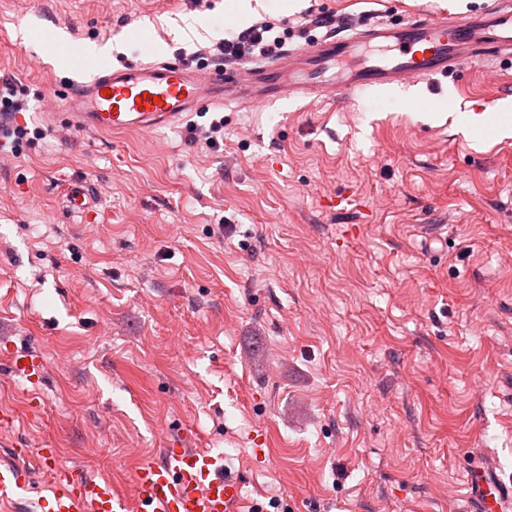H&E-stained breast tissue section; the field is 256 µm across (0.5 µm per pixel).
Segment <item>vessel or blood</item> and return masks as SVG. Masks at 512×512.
<instances>
[{
    "mask_svg": "<svg viewBox=\"0 0 512 512\" xmlns=\"http://www.w3.org/2000/svg\"><path fill=\"white\" fill-rule=\"evenodd\" d=\"M79 56V81L64 98L74 126L93 131H151L215 103L274 105L304 98L318 102L359 92H399L421 81L447 76L472 63L512 58V0L466 17L417 15L397 24L375 22L344 36L326 33L284 59L254 66L246 79L215 66L206 74L185 60L136 62L110 69ZM5 373L32 380L47 367L34 352L9 358ZM53 468V490L45 512H238L242 482L224 463L223 452L168 442L156 460L136 468L132 497L58 464L57 451L18 448L0 464V502L21 500L29 490L31 456ZM469 512H512V488L493 461L467 471Z\"/></svg>",
    "mask_w": 512,
    "mask_h": 512,
    "instance_id": "1",
    "label": "vessel or blood"
}]
</instances>
